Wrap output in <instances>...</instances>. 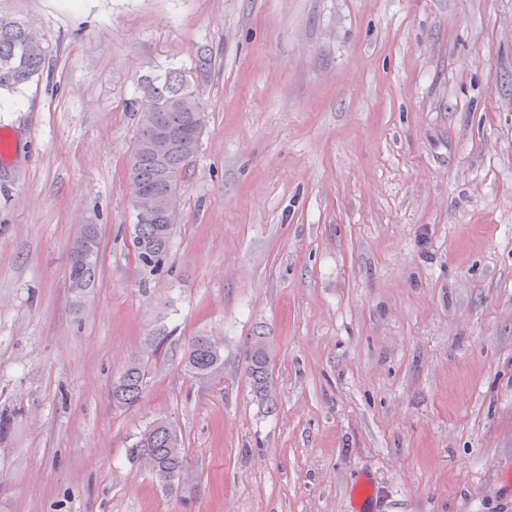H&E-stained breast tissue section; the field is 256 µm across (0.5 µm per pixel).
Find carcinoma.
<instances>
[{
  "instance_id": "1",
  "label": "carcinoma",
  "mask_w": 512,
  "mask_h": 512,
  "mask_svg": "<svg viewBox=\"0 0 512 512\" xmlns=\"http://www.w3.org/2000/svg\"><path fill=\"white\" fill-rule=\"evenodd\" d=\"M46 51L31 44L28 27L16 19L0 15V89L18 91L32 83L45 67ZM155 101V111L161 115L164 127L173 142V150L159 159L146 147L153 139L154 127L145 123L147 113H138L133 147L128 156V172L132 192L163 194L169 182L165 173L183 172L184 160L193 157L201 144V133L196 131L194 115L202 111L198 85L187 81V76L171 70L148 80ZM175 231L172 224H134L132 247L139 264L152 271L163 267ZM99 252L80 256L70 253L69 278L95 283ZM271 344L264 336H255L248 342V376L257 400L267 399L270 384ZM224 359L216 342L208 338L190 339L186 366L198 377L217 374L223 369ZM147 364L140 358L132 359L117 378L112 380V403L120 409H130L139 403L147 383ZM130 456L141 461L156 480L167 472H184L186 454L179 431L163 420L152 422L141 431L129 448Z\"/></svg>"
}]
</instances>
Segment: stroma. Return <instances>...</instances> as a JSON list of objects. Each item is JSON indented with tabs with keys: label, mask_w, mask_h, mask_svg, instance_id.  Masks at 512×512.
Wrapping results in <instances>:
<instances>
[{
	"label": "stroma",
	"mask_w": 512,
	"mask_h": 512,
	"mask_svg": "<svg viewBox=\"0 0 512 512\" xmlns=\"http://www.w3.org/2000/svg\"><path fill=\"white\" fill-rule=\"evenodd\" d=\"M48 50L0 93V512H512V0H0ZM208 67H201V59ZM206 125L156 272L140 82ZM95 285L69 288L81 225ZM147 357L140 403L114 377ZM272 343L256 400L251 336ZM224 356L185 367L191 337ZM181 431L167 487L127 450ZM206 341L199 342V336L190 339L186 366L197 377H208L223 369L224 359L220 348L212 339L204 336Z\"/></svg>",
	"instance_id": "obj_1"
}]
</instances>
